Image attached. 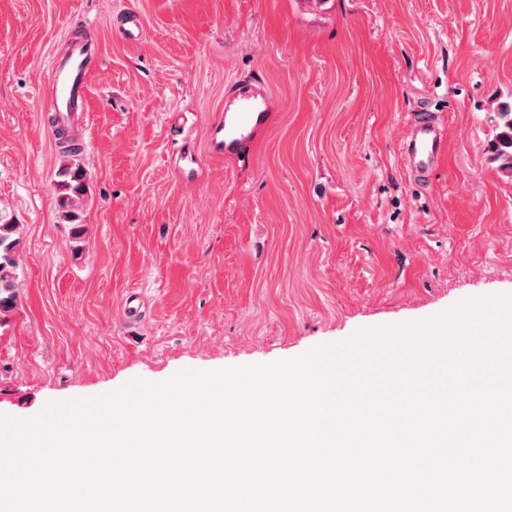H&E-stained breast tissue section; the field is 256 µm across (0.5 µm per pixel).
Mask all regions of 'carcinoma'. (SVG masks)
Segmentation results:
<instances>
[{
  "label": "carcinoma",
  "instance_id": "cac0c4a2",
  "mask_svg": "<svg viewBox=\"0 0 512 512\" xmlns=\"http://www.w3.org/2000/svg\"><path fill=\"white\" fill-rule=\"evenodd\" d=\"M496 134L492 143L490 162L505 176L512 177V103L501 102L497 108ZM63 153L68 157L60 175L58 206L61 219L71 226V235L80 241L86 231L80 200L85 193L86 172L78 162L79 145L64 128L57 129ZM23 244V226L0 218V320L17 306L19 301L18 268Z\"/></svg>",
  "mask_w": 512,
  "mask_h": 512
}]
</instances>
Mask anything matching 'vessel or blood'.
<instances>
[{
    "mask_svg": "<svg viewBox=\"0 0 512 512\" xmlns=\"http://www.w3.org/2000/svg\"><path fill=\"white\" fill-rule=\"evenodd\" d=\"M98 47L95 43L74 38L69 50L51 57L49 69L55 92V112L60 122H68L86 104L87 78L95 68ZM279 101L261 83H237L224 104L222 122L213 125L209 134L212 152L237 155L251 140L255 131L264 126L268 114ZM446 152L442 130L431 113L415 120L401 143V159L411 176L425 178L437 168Z\"/></svg>",
    "mask_w": 512,
    "mask_h": 512,
    "instance_id": "b4317fda",
    "label": "vessel or blood"
}]
</instances>
